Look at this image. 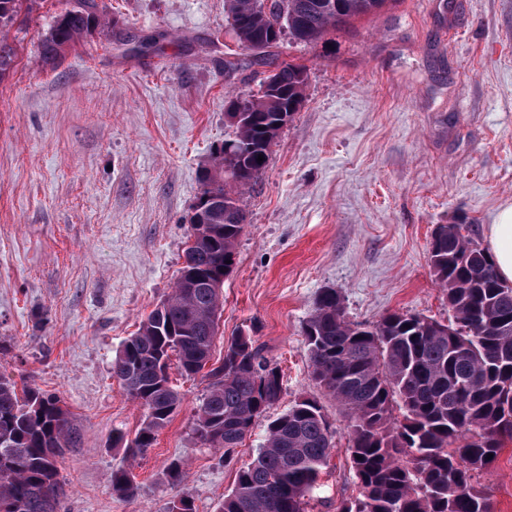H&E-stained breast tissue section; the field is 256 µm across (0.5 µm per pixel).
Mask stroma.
Wrapping results in <instances>:
<instances>
[{
  "label": "stroma",
  "mask_w": 512,
  "mask_h": 512,
  "mask_svg": "<svg viewBox=\"0 0 512 512\" xmlns=\"http://www.w3.org/2000/svg\"><path fill=\"white\" fill-rule=\"evenodd\" d=\"M74 3L21 11L0 76V375L57 394L74 417L62 512H168L182 497L215 512L270 418L302 398L319 402L335 442L307 512H337L359 489L346 420L310 379L303 326L325 288L354 322L451 319L428 263L435 228L472 225L484 245L512 203V0H396L319 41L284 38L263 60L242 52L230 76L224 0H93L153 49L96 34L44 65L40 38ZM281 62L306 66L305 99L242 198L214 351L250 333L281 371V397L220 467L193 433L206 382L170 367L181 407L128 459L112 438L134 435L144 411L112 360L172 290L200 172L230 131L229 97ZM176 457L186 476L174 485ZM121 467L134 496L112 490ZM475 484L512 512V442Z\"/></svg>",
  "instance_id": "35a3bbf8"
}]
</instances>
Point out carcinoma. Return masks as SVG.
I'll use <instances>...</instances> for the list:
<instances>
[{
  "mask_svg": "<svg viewBox=\"0 0 512 512\" xmlns=\"http://www.w3.org/2000/svg\"><path fill=\"white\" fill-rule=\"evenodd\" d=\"M388 2L274 0L275 9L266 11L257 0H224V10L238 47L261 57L285 34L315 42ZM35 4L0 0V34ZM97 32L114 30L93 10L66 9L41 39L40 59L52 65ZM267 79L264 92L243 100L224 148L202 169V193L213 195V206L190 221L175 288L112 362V377L144 409L134 437H114L132 459L153 447L182 404L170 384L173 357L186 377L206 371L207 393L193 431L200 445L220 452V464L280 399V369L249 334L234 337L213 360L224 313V261L236 258L245 229L241 195L265 172L277 139L270 126L283 113L294 115L308 75L302 65L282 63ZM429 265L453 312L447 323L393 312L364 326L348 319L333 288L321 292L305 323L311 380L345 415L359 488L338 512H494L474 477L489 465L487 454H498L512 439V283L498 277L468 224L436 227ZM78 438L58 396L20 390L0 376V512H60L59 466L63 450ZM333 447L322 407L297 401L269 422L256 459L237 472L217 512H305ZM111 483L114 493L134 495L128 470L112 471Z\"/></svg>",
  "mask_w": 512,
  "mask_h": 512,
  "instance_id": "carcinoma-1",
  "label": "carcinoma"
}]
</instances>
